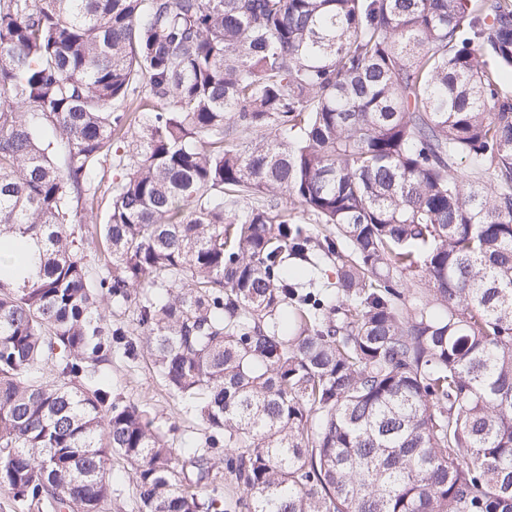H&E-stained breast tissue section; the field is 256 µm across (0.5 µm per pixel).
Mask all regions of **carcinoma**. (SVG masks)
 Listing matches in <instances>:
<instances>
[{
    "instance_id": "carcinoma-1",
    "label": "carcinoma",
    "mask_w": 512,
    "mask_h": 512,
    "mask_svg": "<svg viewBox=\"0 0 512 512\" xmlns=\"http://www.w3.org/2000/svg\"><path fill=\"white\" fill-rule=\"evenodd\" d=\"M509 73L512 0H0V491L102 512L117 454L140 512H512ZM100 372L112 386V397L135 401L155 416L173 448L186 454L201 440L202 426L186 412L187 404L169 393L146 354L134 360L121 353L112 354V360L103 363Z\"/></svg>"
}]
</instances>
